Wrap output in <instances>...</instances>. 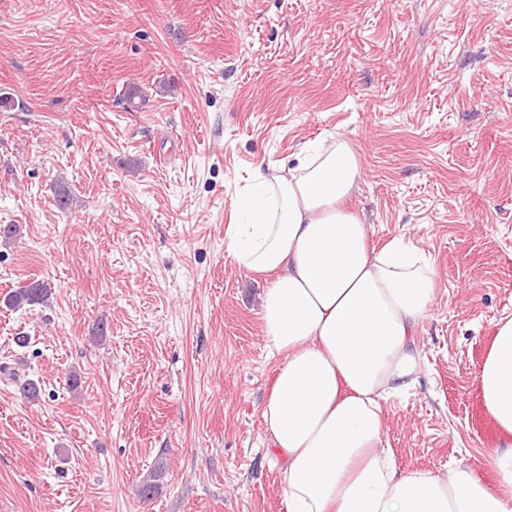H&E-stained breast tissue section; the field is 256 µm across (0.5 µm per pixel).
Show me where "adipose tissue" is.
<instances>
[{
    "label": "adipose tissue",
    "mask_w": 512,
    "mask_h": 512,
    "mask_svg": "<svg viewBox=\"0 0 512 512\" xmlns=\"http://www.w3.org/2000/svg\"><path fill=\"white\" fill-rule=\"evenodd\" d=\"M361 180L343 138L304 148L297 167L258 173L225 233L239 267L273 276L261 320L282 362L261 416L286 512H512L511 317L478 375L503 434L495 486L461 465L404 470L386 439L387 401L420 383L415 336L436 277L403 241L370 249L368 224L344 206Z\"/></svg>",
    "instance_id": "adipose-tissue-1"
}]
</instances>
